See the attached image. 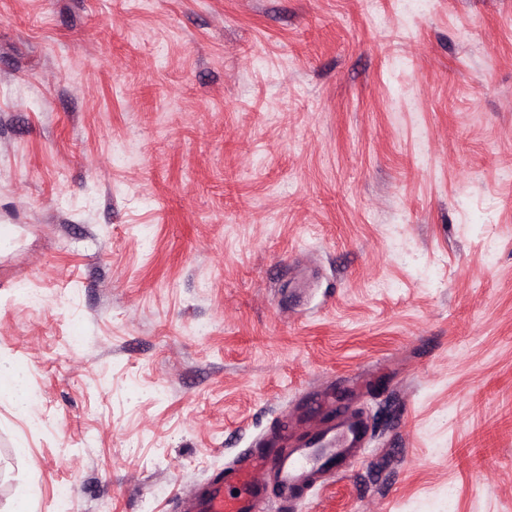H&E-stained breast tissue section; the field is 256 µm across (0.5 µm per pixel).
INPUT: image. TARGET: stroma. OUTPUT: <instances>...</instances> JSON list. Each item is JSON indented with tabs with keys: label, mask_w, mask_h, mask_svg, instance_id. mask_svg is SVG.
Listing matches in <instances>:
<instances>
[{
	"label": "stroma",
	"mask_w": 512,
	"mask_h": 512,
	"mask_svg": "<svg viewBox=\"0 0 512 512\" xmlns=\"http://www.w3.org/2000/svg\"><path fill=\"white\" fill-rule=\"evenodd\" d=\"M0 362V512H179L328 389L366 459L269 512H512V0H0ZM1 390H9L13 393L19 411L29 414L32 412V403L24 396L18 384V378L8 367L0 366Z\"/></svg>",
	"instance_id": "1"
}]
</instances>
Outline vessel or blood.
Listing matches in <instances>:
<instances>
[{
  "mask_svg": "<svg viewBox=\"0 0 512 512\" xmlns=\"http://www.w3.org/2000/svg\"><path fill=\"white\" fill-rule=\"evenodd\" d=\"M368 433L364 419L343 414L318 421L290 443L265 439L264 450L196 487L188 500L189 512H266L270 501L293 503L314 476H335L356 467ZM228 483L237 486V495H225Z\"/></svg>",
  "mask_w": 512,
  "mask_h": 512,
  "instance_id": "vessel-or-blood-1",
  "label": "vessel or blood"
}]
</instances>
